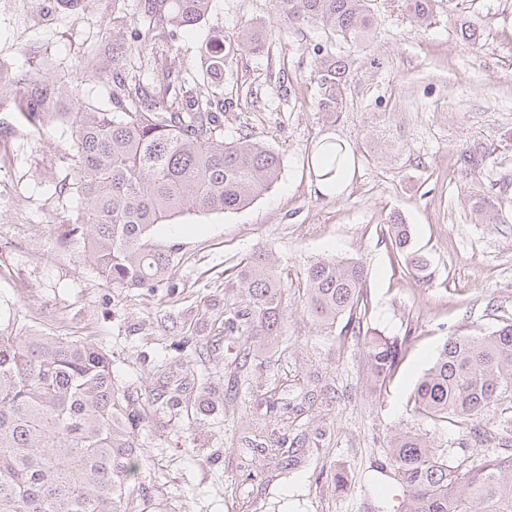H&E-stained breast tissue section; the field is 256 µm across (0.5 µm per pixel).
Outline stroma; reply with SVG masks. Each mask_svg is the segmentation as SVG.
<instances>
[{"instance_id":"35a3bbf8","label":"stroma","mask_w":512,"mask_h":512,"mask_svg":"<svg viewBox=\"0 0 512 512\" xmlns=\"http://www.w3.org/2000/svg\"><path fill=\"white\" fill-rule=\"evenodd\" d=\"M0 4V71L38 65L56 79L81 78L82 96L108 102L100 79L82 76L85 51L112 54V0H15ZM377 27L367 49L328 41L320 26L280 27L258 53L236 51L224 67V139L241 129L282 158L279 182L249 205L187 214L153 233L171 248L168 283L123 288L102 276L80 242L65 235L76 203L60 194L69 171L66 127L35 128L0 101V309L52 336L99 348L140 414L144 439L122 512H393L404 496L385 452L405 431L480 461L501 433L433 426L414 416L411 396L451 334L490 332L512 322V0H441L420 29L399 0H374ZM467 20L476 38L456 29ZM279 25L276 0H212L206 21L180 32L183 65L199 73L212 37L232 42L249 22ZM351 56L345 112L313 105L314 44ZM343 146L337 181L319 179L320 144ZM491 164L465 169L470 145ZM503 185L501 221L479 224L468 190ZM400 213L434 276L418 282L398 265L387 224ZM271 251L287 294L282 335L252 343L251 383L238 385L241 344L224 331V305L242 302L237 263ZM323 258L368 268L367 323L402 344L394 374L370 381L362 339L320 328L298 298L300 272ZM332 388L295 428L322 432L292 473L244 467L253 423L275 425L268 397L295 403L314 382Z\"/></svg>"}]
</instances>
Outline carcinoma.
Masks as SVG:
<instances>
[{
  "label": "carcinoma",
  "mask_w": 512,
  "mask_h": 512,
  "mask_svg": "<svg viewBox=\"0 0 512 512\" xmlns=\"http://www.w3.org/2000/svg\"><path fill=\"white\" fill-rule=\"evenodd\" d=\"M211 0H143L131 14L117 11L112 56L89 53L83 68L107 81L111 107L83 100L78 86L32 72L10 79L12 102L33 127L62 124L72 140L70 171L61 189L76 201L68 234L80 236L90 262L122 287L155 288L172 265V250L151 241L159 224L185 213L238 210L273 187L281 158L249 135L224 142V66L235 48L260 52L275 36L247 23L234 42L214 39L202 50L203 78L187 73L176 32L204 19ZM283 22L319 23L328 36L364 49L376 30L371 0H277ZM437 0H401L407 19L433 24ZM317 111L334 117L346 107L353 61L327 45L313 47ZM491 153L460 155L470 169ZM346 165L343 146L324 143L317 166L331 178ZM470 213L495 224L498 196L469 192ZM390 244L410 274L430 283L429 257L411 245L401 214L391 216ZM235 287L244 305L224 307V329L246 342L276 336L285 295L278 267L265 248L237 264ZM368 269L359 260H317L300 272L302 305L318 326L363 337L373 382L384 381L401 348L364 328ZM512 396V323L484 333H454L413 394L414 413L434 425L485 423L494 405ZM138 413L112 378L101 350L48 336L15 317L0 321V512H120L130 494L143 442ZM303 434L268 433L257 426L248 443L290 472L305 453ZM389 460L405 489L396 512H512V451L477 465L443 453L415 432L389 444Z\"/></svg>",
  "instance_id": "1"
}]
</instances>
